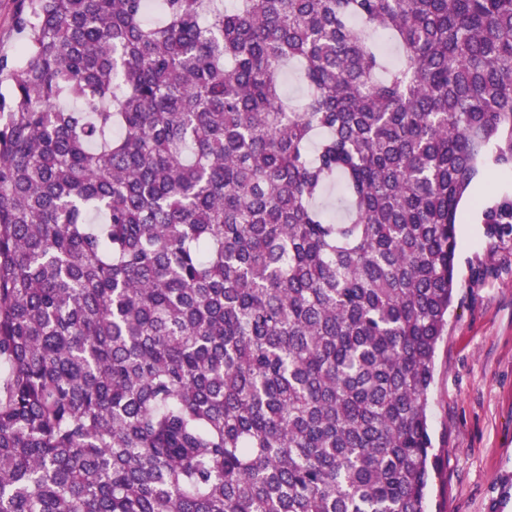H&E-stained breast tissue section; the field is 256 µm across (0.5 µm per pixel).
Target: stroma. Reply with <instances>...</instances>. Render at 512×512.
Instances as JSON below:
<instances>
[{
    "instance_id": "obj_1",
    "label": "stroma",
    "mask_w": 512,
    "mask_h": 512,
    "mask_svg": "<svg viewBox=\"0 0 512 512\" xmlns=\"http://www.w3.org/2000/svg\"><path fill=\"white\" fill-rule=\"evenodd\" d=\"M429 419L431 512H512V244L489 245L467 203Z\"/></svg>"
}]
</instances>
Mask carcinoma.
Returning <instances> with one entry per match:
<instances>
[{
	"instance_id": "obj_1",
	"label": "carcinoma",
	"mask_w": 512,
	"mask_h": 512,
	"mask_svg": "<svg viewBox=\"0 0 512 512\" xmlns=\"http://www.w3.org/2000/svg\"><path fill=\"white\" fill-rule=\"evenodd\" d=\"M235 2L18 0L0 512H428L460 206L512 169V0ZM474 203L512 242V190ZM284 98L296 106H301L306 100V89L301 81L299 66L296 63L289 64L280 76Z\"/></svg>"
}]
</instances>
